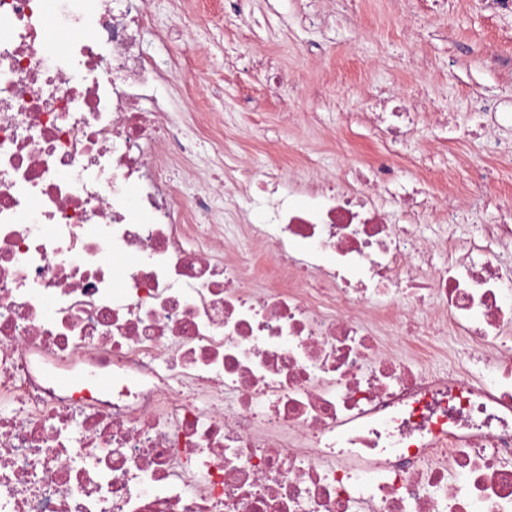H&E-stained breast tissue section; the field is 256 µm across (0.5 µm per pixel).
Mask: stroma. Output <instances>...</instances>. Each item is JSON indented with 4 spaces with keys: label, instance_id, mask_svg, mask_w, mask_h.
Returning <instances> with one entry per match:
<instances>
[{
    "label": "stroma",
    "instance_id": "stroma-1",
    "mask_svg": "<svg viewBox=\"0 0 512 512\" xmlns=\"http://www.w3.org/2000/svg\"><path fill=\"white\" fill-rule=\"evenodd\" d=\"M339 8V0H253L252 16L228 15L223 28L168 42L148 32L142 48L161 67H170L180 52L198 70L206 71L235 58L247 43L254 55L299 69L305 81H330L336 89V110L318 130L269 121L270 113L285 111L298 89L285 84L275 94L264 95V74L244 81L235 71L225 70L223 93L237 101L239 117L230 132L240 156L280 152L288 140L304 136L322 168L332 171L345 162L336 140L337 131L343 129L342 115L361 111L370 87L396 96L418 83L429 84L430 103L422 109L421 129L409 143L414 152L426 148L435 113H454L465 124L471 118L473 98L512 103V65L493 67L487 62L492 52L512 62V17L462 9L448 13L436 0H422L425 37L415 41L404 38L390 19L387 0H361L359 15L350 23L338 19ZM425 56L435 62L428 71L420 65Z\"/></svg>",
    "mask_w": 512,
    "mask_h": 512
}]
</instances>
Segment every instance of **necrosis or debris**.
I'll list each match as a JSON object with an SVG mask.
<instances>
[{"label":"necrosis or debris","mask_w":512,"mask_h":512,"mask_svg":"<svg viewBox=\"0 0 512 512\" xmlns=\"http://www.w3.org/2000/svg\"><path fill=\"white\" fill-rule=\"evenodd\" d=\"M146 3L0 0V512H512V202L393 192L422 89L303 204L272 159L226 187ZM450 331L473 367L429 369Z\"/></svg>","instance_id":"necrosis-or-debris-1"}]
</instances>
